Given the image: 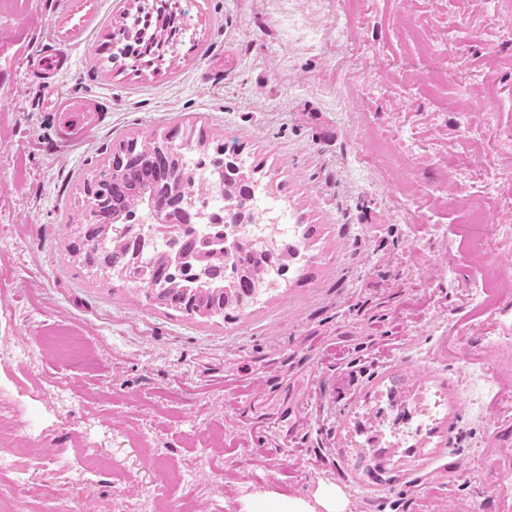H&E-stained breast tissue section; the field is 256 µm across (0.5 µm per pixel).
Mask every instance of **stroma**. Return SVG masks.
<instances>
[{"instance_id": "stroma-1", "label": "stroma", "mask_w": 512, "mask_h": 512, "mask_svg": "<svg viewBox=\"0 0 512 512\" xmlns=\"http://www.w3.org/2000/svg\"><path fill=\"white\" fill-rule=\"evenodd\" d=\"M70 4L101 22L51 93L61 0H0V512H324L331 488L342 512H512V0H182L183 42L138 69L97 53L133 0ZM57 92L102 123L62 144ZM191 130L315 228L304 276L234 320L71 257L116 144ZM396 374L430 409L422 450L369 473L360 423ZM50 40L52 46L45 51L39 62V74L47 86L54 82L56 75L68 62L62 46L71 42V36L54 29ZM254 512H315L307 502L302 499L289 497H274L266 499L259 509Z\"/></svg>"}]
</instances>
